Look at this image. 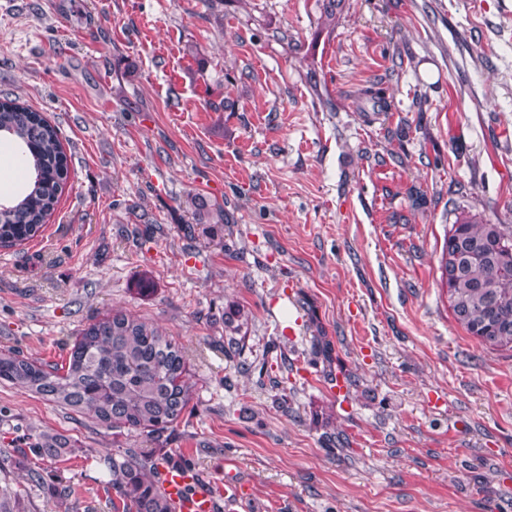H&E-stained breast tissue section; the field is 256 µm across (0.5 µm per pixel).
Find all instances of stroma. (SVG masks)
Here are the masks:
<instances>
[{"mask_svg": "<svg viewBox=\"0 0 512 512\" xmlns=\"http://www.w3.org/2000/svg\"><path fill=\"white\" fill-rule=\"evenodd\" d=\"M5 94L69 179L0 248V350L61 360L120 309L195 386L149 441L0 383L8 512H113L129 448L184 455L217 512H512V349L455 322L439 269L460 213L512 225V0H345L331 30L316 0H0ZM191 192L232 223L194 224ZM35 429L95 455L23 457Z\"/></svg>", "mask_w": 512, "mask_h": 512, "instance_id": "stroma-1", "label": "stroma"}]
</instances>
